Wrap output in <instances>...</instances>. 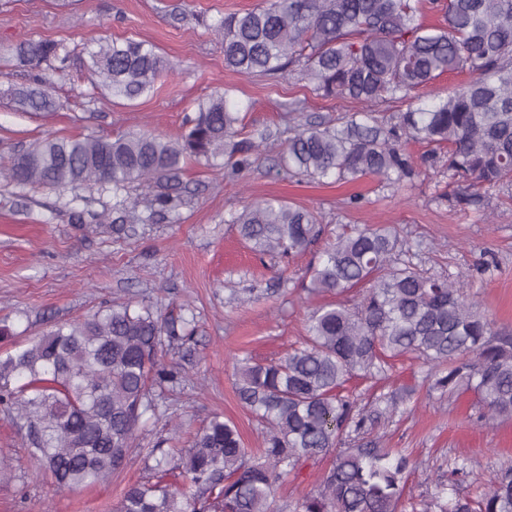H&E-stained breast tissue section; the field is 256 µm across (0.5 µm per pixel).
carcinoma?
Listing matches in <instances>:
<instances>
[{
  "label": "carcinoma",
  "instance_id": "1",
  "mask_svg": "<svg viewBox=\"0 0 512 512\" xmlns=\"http://www.w3.org/2000/svg\"><path fill=\"white\" fill-rule=\"evenodd\" d=\"M441 14L423 21L426 8ZM209 28L224 41L225 67L243 75H284L299 68L312 91L362 102L365 109L329 121L294 110L288 129L240 127L239 109L216 92L185 118L176 139L136 133L116 138L48 136L11 157L6 175L20 187L112 192L113 222L128 212L131 185L165 183L146 197L142 224L183 204L171 192L187 158H225L234 178L263 147H282L288 170L310 181L371 177L396 192L428 171L448 176V201L488 222L492 200L512 199V0H263ZM88 69L112 97L151 92L167 61L154 44L91 39ZM75 48L29 40L13 51L30 86L15 89L26 111L55 108V83ZM447 72L469 80L429 102L420 89ZM407 104L390 115L382 105ZM288 138H283V135ZM412 143L429 147L417 164ZM252 252L287 262L320 239L318 213L278 198L230 214ZM413 244L386 225L343 226L319 252L307 289L334 295L315 309L301 346L270 363L236 360L240 402L261 423L259 448H246L236 426L213 417L190 448L175 456L137 447L157 397L182 378L180 363L158 354L163 340L192 342L185 318L165 319L146 306L113 305L58 324L0 355V409L25 432L26 446L58 488L108 479L135 453L154 460L156 480L132 484L116 512H273L276 490L307 460L336 452L319 489L295 512H406L412 464L406 455L360 435L399 411L406 390L363 403L345 390L353 377L381 378L388 360L413 354L429 388L471 392L492 425L512 418V334L498 330L460 293L453 274L429 275ZM161 456H155L156 452ZM466 462L411 512H512V465L476 500L457 493Z\"/></svg>",
  "mask_w": 512,
  "mask_h": 512
}]
</instances>
